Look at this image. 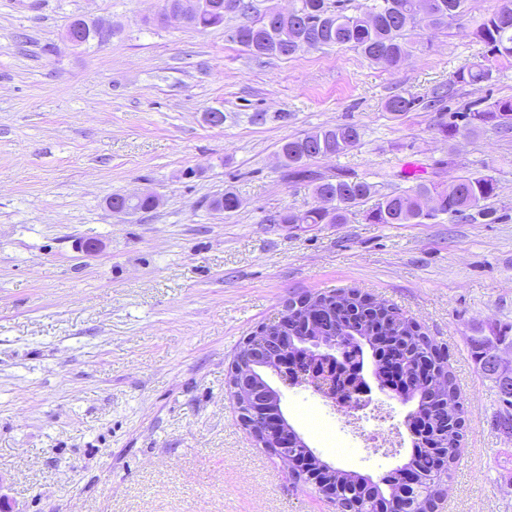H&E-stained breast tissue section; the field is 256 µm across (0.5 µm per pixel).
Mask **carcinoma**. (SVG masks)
Masks as SVG:
<instances>
[{
	"instance_id": "obj_1",
	"label": "carcinoma",
	"mask_w": 512,
	"mask_h": 512,
	"mask_svg": "<svg viewBox=\"0 0 512 512\" xmlns=\"http://www.w3.org/2000/svg\"><path fill=\"white\" fill-rule=\"evenodd\" d=\"M466 0H371L357 13L348 12L346 0H294L288 16L269 12L235 29L232 39L255 57H289L296 53L302 39L314 48L345 46L365 58L387 65L400 66L411 53L408 32L418 24L436 30L457 21L465 12ZM254 12L252 0H205L204 7L192 18L199 29L217 27L228 14L247 16ZM475 35L488 47L495 59L512 58V0H502L500 7L476 25ZM491 77V70L476 64L459 71L458 83H480ZM412 96L395 95L385 103L388 112L401 116L416 106ZM463 125L455 122L439 124L440 132L453 136L460 131L473 132L490 124L497 129L512 130V100L498 99L482 110L460 113ZM360 128L355 124L322 127L282 142L279 148L286 178L290 182L304 181L313 185L317 203L303 211L284 210L273 219L275 224H345L352 209L375 197L377 201L367 212L371 224H424L441 215L451 222L473 218V213L490 216L487 202L497 195V180L487 173L459 175L442 185L421 179L406 171L394 173L399 180H414L406 191L377 196L376 185L365 178L338 173L325 177L311 169L307 162L316 157H333L346 152L360 140ZM215 210L230 216L240 207V199L231 192L212 202ZM313 317L312 328L293 327L281 331L280 342L288 344L290 336H354L363 343L355 355L338 363L327 358L315 361L302 359L289 368V373H327L336 380L340 390L360 378L364 355L371 351L376 358L375 374L381 376L390 363L399 365L407 377V394L416 400L417 415L426 424L427 436L416 439L407 467L417 478L413 490L393 475L374 479L370 474L332 467L316 458L307 473L313 480L332 489L330 496L341 512H393L406 509L413 512L427 507L435 512L443 497L445 483L453 478L462 454L464 409L451 374L442 370L433 352L437 347L421 331L415 321L402 316L393 307L377 308L372 299L354 289L314 296V303L304 312L290 317L303 322ZM477 335L470 342L480 371L490 380L495 377L487 367L485 348L508 339L499 331ZM502 408L499 423L512 431V395L500 394ZM251 422L258 434L266 435V450L272 457H287L298 451V438L293 429L288 438L266 433L267 419L278 414V399L272 394L252 405Z\"/></svg>"
}]
</instances>
